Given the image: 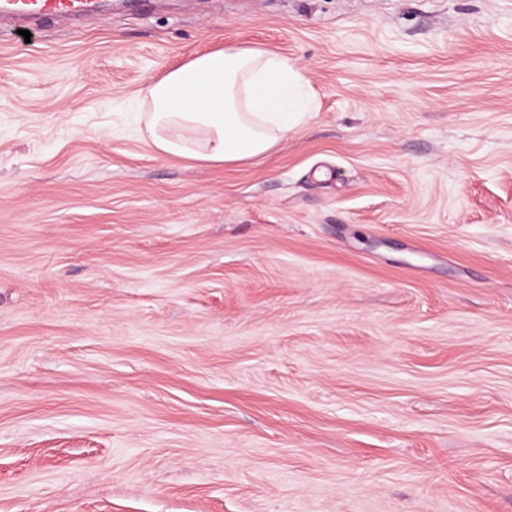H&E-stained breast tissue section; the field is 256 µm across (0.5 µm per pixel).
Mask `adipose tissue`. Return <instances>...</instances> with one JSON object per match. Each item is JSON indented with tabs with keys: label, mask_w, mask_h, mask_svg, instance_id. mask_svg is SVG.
I'll list each match as a JSON object with an SVG mask.
<instances>
[{
	"label": "adipose tissue",
	"mask_w": 512,
	"mask_h": 512,
	"mask_svg": "<svg viewBox=\"0 0 512 512\" xmlns=\"http://www.w3.org/2000/svg\"><path fill=\"white\" fill-rule=\"evenodd\" d=\"M303 69L261 46L218 47L166 70L142 102L157 155L236 164L269 155L308 110Z\"/></svg>",
	"instance_id": "obj_1"
}]
</instances>
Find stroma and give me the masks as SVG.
<instances>
[{"label":"stroma","instance_id":"obj_1","mask_svg":"<svg viewBox=\"0 0 512 512\" xmlns=\"http://www.w3.org/2000/svg\"><path fill=\"white\" fill-rule=\"evenodd\" d=\"M0 22V512H512V0H148ZM314 108L157 156L167 69ZM303 69L261 46L218 47L166 70L146 91L155 153L236 164L275 151L308 106Z\"/></svg>","mask_w":512,"mask_h":512}]
</instances>
